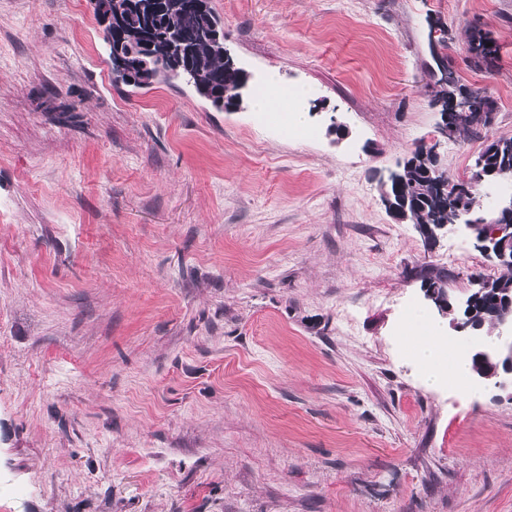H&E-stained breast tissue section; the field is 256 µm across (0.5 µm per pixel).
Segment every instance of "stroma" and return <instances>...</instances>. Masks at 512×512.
Returning <instances> with one entry per match:
<instances>
[{
  "label": "stroma",
  "mask_w": 512,
  "mask_h": 512,
  "mask_svg": "<svg viewBox=\"0 0 512 512\" xmlns=\"http://www.w3.org/2000/svg\"><path fill=\"white\" fill-rule=\"evenodd\" d=\"M212 4L301 134L114 83L90 0H0V512H512V392L428 387L405 323L501 268L378 188L436 133V26L497 106L449 174L512 136V0ZM487 43L492 46L486 47ZM468 53L470 62L474 66L492 71L498 59V46L490 32L478 27H473L468 35Z\"/></svg>",
  "instance_id": "obj_1"
}]
</instances>
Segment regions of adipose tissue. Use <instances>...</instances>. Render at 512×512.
<instances>
[{"instance_id":"adipose-tissue-1","label":"adipose tissue","mask_w":512,"mask_h":512,"mask_svg":"<svg viewBox=\"0 0 512 512\" xmlns=\"http://www.w3.org/2000/svg\"><path fill=\"white\" fill-rule=\"evenodd\" d=\"M411 330V354L420 364L425 366V378L429 385L436 386L448 383L450 377L460 379L470 375L466 360H458L454 365L453 376L446 374L438 366L439 348L448 339L447 327L435 317L419 310L413 312L408 318Z\"/></svg>"}]
</instances>
